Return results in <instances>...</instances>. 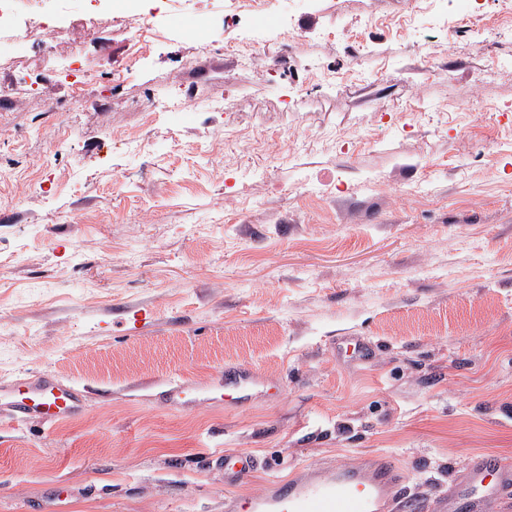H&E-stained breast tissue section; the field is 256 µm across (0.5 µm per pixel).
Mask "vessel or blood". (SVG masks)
<instances>
[{
	"mask_svg": "<svg viewBox=\"0 0 512 512\" xmlns=\"http://www.w3.org/2000/svg\"><path fill=\"white\" fill-rule=\"evenodd\" d=\"M260 383L247 371H235L224 378L225 391L246 399ZM81 392L49 373L32 380L0 383V411L23 424L38 418L52 423L81 411ZM223 469L226 482L249 476L260 466L251 455H222L214 459ZM406 475L392 457L375 455L368 465L323 466L308 470L299 478L278 480L245 499L231 503L233 512H381L383 503L407 512L402 497ZM512 491V465L474 457L448 487V494L436 502L437 512H485L490 499Z\"/></svg>",
	"mask_w": 512,
	"mask_h": 512,
	"instance_id": "b4317fda",
	"label": "vessel or blood"
}]
</instances>
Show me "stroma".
I'll return each instance as SVG.
<instances>
[{
    "label": "stroma",
    "instance_id": "35a3bbf8",
    "mask_svg": "<svg viewBox=\"0 0 512 512\" xmlns=\"http://www.w3.org/2000/svg\"><path fill=\"white\" fill-rule=\"evenodd\" d=\"M158 7L132 65L101 20L77 100L66 34H0V91L41 59L37 94L0 98V382L84 399L0 417V512H226L371 454L424 507L472 457L512 462V12L272 0L285 39L225 0ZM258 48L291 67L251 68ZM357 336L370 362L337 350ZM235 366L266 381L243 403L162 397ZM221 453L261 466L228 486ZM0 398L1 412L19 424L31 418L56 422L77 414L83 407L81 392L49 373L33 380L1 382ZM163 395L169 401L183 406L200 400L197 393L182 381H170L163 390Z\"/></svg>",
    "mask_w": 512,
    "mask_h": 512
}]
</instances>
